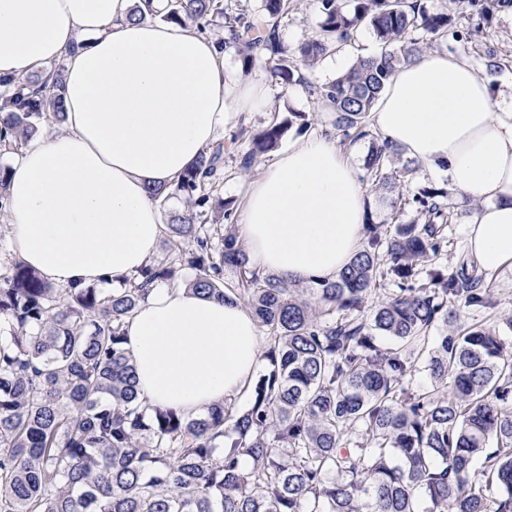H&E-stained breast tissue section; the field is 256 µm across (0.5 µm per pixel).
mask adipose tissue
I'll list each match as a JSON object with an SVG mask.
<instances>
[{"instance_id":"adipose-tissue-1","label":"adipose tissue","mask_w":512,"mask_h":512,"mask_svg":"<svg viewBox=\"0 0 512 512\" xmlns=\"http://www.w3.org/2000/svg\"><path fill=\"white\" fill-rule=\"evenodd\" d=\"M144 0H0V75L65 63L64 121L12 163V253L51 283L118 288L156 254L174 183L240 114L267 107L227 51L193 27L136 19ZM382 138L445 176L472 204L467 250L489 273L512 262V90L464 56L422 55L390 78L371 113ZM365 189L334 129L297 139L251 184L237 236L265 275L336 277L363 239ZM140 396L188 417L242 395L262 367L242 301L154 286L124 326Z\"/></svg>"}]
</instances>
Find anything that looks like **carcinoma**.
<instances>
[{
  "label": "carcinoma",
  "instance_id": "cac0c4a2",
  "mask_svg": "<svg viewBox=\"0 0 512 512\" xmlns=\"http://www.w3.org/2000/svg\"><path fill=\"white\" fill-rule=\"evenodd\" d=\"M290 3L262 0L248 15L238 0H167L150 16L190 23L245 69L261 62L302 85L342 135L369 138L363 170L376 188L393 184L395 164L404 175L418 167L367 118L396 68L422 55L423 38L464 49L480 35L485 72L512 69V55L490 43L512 0H449L441 10L424 0H319L320 21L294 53L280 37ZM364 26L381 56L357 57L326 85L307 81L301 67L356 43ZM53 73L50 84L0 76V217L11 157L65 118L63 65ZM290 125L271 121L244 152L236 135L219 140L174 184L152 188L159 207L178 200L183 209L165 225V257L117 291L56 287L15 256L0 258V512H512V352L491 328L458 323L462 306H494L486 276L465 262L450 273L433 267L448 251V186L398 195L395 216L412 208L418 219L389 232L367 225L332 280L261 276L236 243L224 160L250 168ZM158 282L232 294L252 310L266 368L245 408L223 401L189 418L144 404L123 325ZM438 322L449 333L431 335ZM379 336L399 346L382 349ZM420 370L431 384L415 390ZM478 471L482 488L471 482Z\"/></svg>",
  "mask_w": 512,
  "mask_h": 512
}]
</instances>
